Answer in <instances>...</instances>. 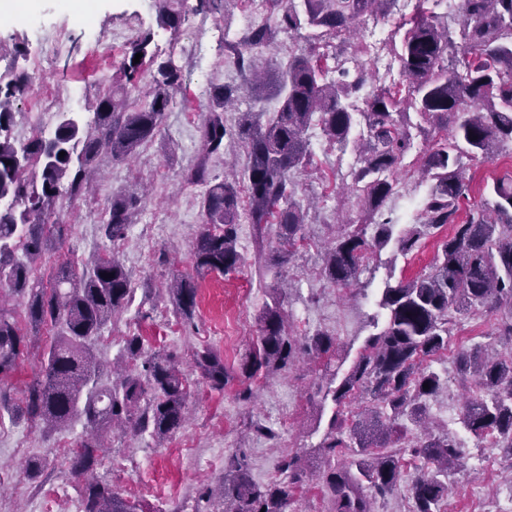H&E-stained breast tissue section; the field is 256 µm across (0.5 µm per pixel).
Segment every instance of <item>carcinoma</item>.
I'll return each mask as SVG.
<instances>
[{
    "label": "carcinoma",
    "mask_w": 512,
    "mask_h": 512,
    "mask_svg": "<svg viewBox=\"0 0 512 512\" xmlns=\"http://www.w3.org/2000/svg\"><path fill=\"white\" fill-rule=\"evenodd\" d=\"M394 0H284L274 25L251 27L235 54L241 69L255 67L254 49L272 35L289 37L309 28V47L288 53V60L257 73L247 88L254 98L269 93L279 108L269 118L262 112H245L237 127L224 122V107L233 91L221 87L217 106L202 125L205 156L191 168L186 179L206 186L205 227L196 237L193 254L200 274L227 275L237 271L242 256L237 247L240 195L247 198L246 218L260 225H279V258L289 261L297 240L303 238L308 211L295 199L293 171L311 162L307 131L313 125L333 145L345 150L353 145L358 167L352 172L357 198L364 201L362 222L347 221L327 248L324 273L334 285L348 287L367 270L374 248L390 236L389 221L375 215L394 193L396 174L411 147L410 135L397 117L414 110L425 123L421 132L444 129L450 136L436 140L424 158L431 181L421 209L419 224L400 239L407 254L418 247L422 236L445 225L452 234L441 242L430 270L397 285H386L382 307L387 310L383 329L369 338L364 354L334 392L339 405L331 429L319 446L325 469L322 480L334 512H376L363 494H392L399 484L397 453H376V442H364L366 434H383V421L398 428L409 415L424 417L425 399L441 389L438 373L420 368V361L448 345V314L512 308V179L493 182L492 197L458 220L459 200L466 196L463 159H490L512 145V0H460L448 5L458 14V30L419 12L409 21L398 54L404 88L377 85L365 70L352 75L330 73L335 54L319 52L349 30L357 20L384 15ZM180 0H156L162 23L174 27L185 15L173 4ZM149 37L133 48L124 72L133 80ZM26 76L0 85V288L26 299L32 327H50L54 336L42 341L29 336L15 320L14 312L0 302V420L24 421L49 433L81 419L89 433L72 452L71 474L84 479L79 512H144L141 504L123 497L110 485L94 479L103 463L100 432L120 425L134 432H148L161 441L183 425L191 397L186 378L169 354L150 352L140 336L125 340V353L133 368L105 380L94 352V341L112 318L127 308L135 288L130 275L115 255L97 256L90 269L77 272L69 261L57 266L53 282L45 285L33 260L58 251L70 225L50 224L57 204L72 200L88 187L103 153L123 161L138 153L160 132L166 113L181 85L180 69L170 61L157 64L152 75L149 101L129 109L127 98L115 93L101 96L96 120L83 127L63 117L52 137L34 138L19 146L7 131L12 122L11 99L28 85ZM363 122L367 137L354 138V127ZM241 140L246 164L238 174H224L219 181L208 168L211 156L224 151V141ZM140 197L132 192L112 197L101 230L112 242L125 238L140 214ZM373 237H367L369 226ZM108 273L105 279L101 274ZM197 284L190 278L173 280L170 293L176 313L192 316ZM272 303L259 317V334L239 362L244 380L260 372L275 375L290 370L301 351L328 353L335 339L318 331L300 342L285 323L282 303L286 294L272 289ZM42 348L39 369L26 384L23 398L15 402L3 389L20 361L33 348ZM475 346L457 355L459 375L474 381L476 394L466 403L462 424L476 436L488 431L499 435V448L512 460V350L480 355ZM202 380L223 391L230 380L224 357L211 348L194 355ZM428 388H423V385ZM360 389L370 396L375 418L348 417L340 405L346 394ZM357 444L364 457L352 461L357 472L336 464V456ZM415 456L431 466L422 470L412 486L415 512H439L448 496L444 472L461 460L453 436L425 438L412 446ZM230 475L223 478L220 507L213 512H288L292 492L306 484L308 475L298 457L286 453L279 470L283 479L257 485L247 464L238 455L227 461Z\"/></svg>",
    "instance_id": "1"
}]
</instances>
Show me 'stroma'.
<instances>
[{
  "instance_id": "stroma-1",
  "label": "stroma",
  "mask_w": 512,
  "mask_h": 512,
  "mask_svg": "<svg viewBox=\"0 0 512 512\" xmlns=\"http://www.w3.org/2000/svg\"><path fill=\"white\" fill-rule=\"evenodd\" d=\"M198 0H187L181 25L161 24L154 0H96V21L105 37L91 47L80 31H71L66 49L44 71L52 90L50 99L57 113L77 116L80 125L95 120L97 98L111 90H127L130 103L146 99L156 63L171 59L182 71V84L174 106L160 133L128 161L102 158L101 176L94 195H81L59 205L53 222L70 225L62 245L82 264H89L106 244L100 224L112 195L121 191L146 190L147 200L127 237L116 247L136 286L131 306L119 313L97 340L98 356L107 364L119 363L124 340L130 334L149 346L173 353L193 384L184 427L164 442L149 434L132 431L112 434L107 440L109 460L97 467L96 476L124 497L142 501L146 512H205L200 494L213 488L224 474V457L244 453L254 482L265 485L280 480L277 469L282 452L298 454L309 475L307 484L295 490L289 512H333L320 476L324 465L314 448L321 441L335 408L331 397L317 395L328 388L331 376H345L358 358L364 342L383 326L386 311L380 305L386 284L408 280L429 269L440 243L451 235L445 226L424 236L411 253L399 250V239L416 223L419 204L430 182L421 171L431 147L414 136L397 176L393 196L382 210L393 220L388 242L374 250L368 268L346 293H338L323 274L321 252L340 231L337 217L359 221L361 209L341 205L336 192L346 189L344 180L354 162L353 150L338 151L319 130H312V162L294 174L298 200L313 198L317 212L306 225L304 237L313 249L297 248L290 262L278 263L274 224L255 227L242 223L238 249L243 264L228 275H198L192 243L204 225L203 186L185 181L184 173L195 166L201 153L200 128L221 86L238 88L235 106L224 113L228 125H236L243 113H272L277 100H257L245 88L249 71L233 62V36L243 35L250 13V0H226L219 14L197 12ZM444 13L435 0H394L387 16L359 23L349 41L339 44V54L363 62L378 82L392 86L402 81L397 56L389 37L395 27L418 11ZM150 42L139 71L137 87H129L123 74L131 47L142 35ZM206 42V57L187 54L172 59L173 45L190 43L196 37ZM42 54V45L13 25L0 22V80L30 74L32 63ZM83 89L81 104L68 100L71 87ZM512 176V149L504 148L489 160L470 161L466 169L469 191L459 202V217L485 198L493 180ZM195 279L197 307L192 320L172 312L165 287L174 277ZM286 287L283 304L292 336L305 340L326 331L336 340L330 355H310L288 372L257 379L252 401L240 400L245 384L237 379L241 357L253 346L258 318L271 300L270 290ZM507 309L473 316L451 314L448 353L460 347L483 345L486 352L505 351L498 334ZM210 347L224 358L231 375L223 391L210 390L199 382L194 366L197 350ZM444 385L427 399V421L433 434L460 433L459 417L467 393L460 384L455 364L438 365ZM272 428L275 438L258 435L255 424ZM82 421L43 439L26 423L0 426V512H78L82 483L69 470L67 449L84 435ZM47 454L52 465L36 479H28L25 462L33 455ZM464 465L448 475V496L440 512H512V461L500 449L468 448Z\"/></svg>"
}]
</instances>
